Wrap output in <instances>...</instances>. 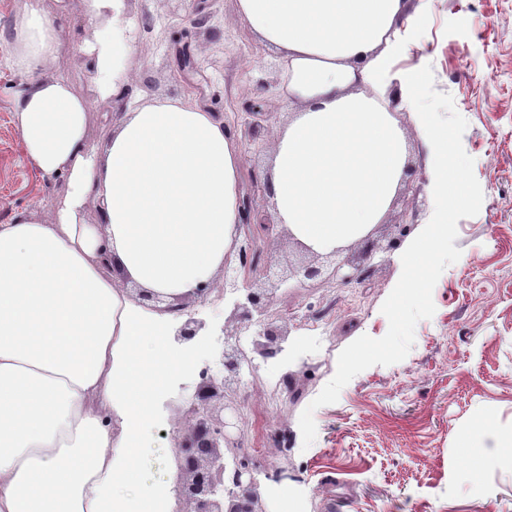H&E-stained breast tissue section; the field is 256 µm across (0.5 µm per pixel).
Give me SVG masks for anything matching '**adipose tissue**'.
Wrapping results in <instances>:
<instances>
[{
    "mask_svg": "<svg viewBox=\"0 0 512 512\" xmlns=\"http://www.w3.org/2000/svg\"><path fill=\"white\" fill-rule=\"evenodd\" d=\"M403 6L237 0L299 103L273 131L265 193L278 224L314 252L380 223L406 175L405 133L383 88ZM82 10L96 93L122 114L106 142L91 137L90 103L58 69L60 25L40 0L0 42L21 79L20 152L38 175L67 181L56 206L0 224V512H170L173 483L139 481L134 450L155 392L191 365L167 349L184 320L168 303L235 254L242 158L204 108L131 98L126 0H82Z\"/></svg>",
    "mask_w": 512,
    "mask_h": 512,
    "instance_id": "adipose-tissue-1",
    "label": "adipose tissue"
}]
</instances>
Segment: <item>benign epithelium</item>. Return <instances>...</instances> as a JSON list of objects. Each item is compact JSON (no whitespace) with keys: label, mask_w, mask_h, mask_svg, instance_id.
Wrapping results in <instances>:
<instances>
[{"label":"benign epithelium","mask_w":512,"mask_h":512,"mask_svg":"<svg viewBox=\"0 0 512 512\" xmlns=\"http://www.w3.org/2000/svg\"><path fill=\"white\" fill-rule=\"evenodd\" d=\"M241 211L244 217V238L238 248L237 263L224 260V295L236 296L229 317L234 328L224 330L222 367L225 395L240 385L242 367L254 365V358L248 356L242 348V332L254 329L252 351L263 360L281 353L287 338L282 330L262 319L273 294L285 284V279L279 276L273 265H268L265 270L268 287L253 291L238 286V268L247 266L256 245L252 235L253 226L262 228L269 237L275 228L268 219L262 217L250 198L242 200ZM333 275L344 283L362 278L360 269L347 259L335 261ZM214 397L216 387L205 370L202 372V384L196 393V422L190 427L188 437L180 448L182 473L186 475L182 493L193 505L189 512H263L253 478L252 458L245 452L228 457L221 450L223 446L242 447L236 436L239 408L226 403L224 419L213 420L210 418V402Z\"/></svg>","instance_id":"1"}]
</instances>
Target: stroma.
<instances>
[{"mask_svg":"<svg viewBox=\"0 0 512 512\" xmlns=\"http://www.w3.org/2000/svg\"><path fill=\"white\" fill-rule=\"evenodd\" d=\"M136 27L129 62L143 99L182 97L223 117L242 156L239 188L256 194L273 150V130L295 106L280 88L277 53L237 18V0H127ZM65 12L60 54L66 76L90 101L96 141L112 134L115 111L95 92L82 49L81 0H41ZM423 18L412 28L413 18ZM400 51L389 75L431 65L434 88L450 94L468 126L462 137L483 191L476 216L460 219V259L433 290L435 313L419 321L407 357L355 376L336 403L314 412L317 436L303 446L299 416L334 376L342 349L361 335L383 337L381 306L395 286L398 253L428 223L431 165L411 111L392 112L408 145L407 177L383 221L343 253L362 269L342 283L290 276L264 319L289 339L261 375L243 377L232 399L241 409L237 435L260 464L264 512H512V453L488 459L471 479L462 444L486 425L512 431V0H405ZM189 45L197 65L183 74L175 51ZM16 76L0 65V224L63 197V176L40 179L21 159L9 112ZM262 102L264 114L250 112ZM203 320L192 342L171 341L192 366L152 402L142 433L139 477L155 483L180 474L179 446L193 419L200 371L222 382L223 328L231 302L219 292L184 301ZM495 497L490 510L484 494Z\"/></svg>","mask_w":512,"mask_h":512,"instance_id":"35a3bbf8","label":"stroma"}]
</instances>
